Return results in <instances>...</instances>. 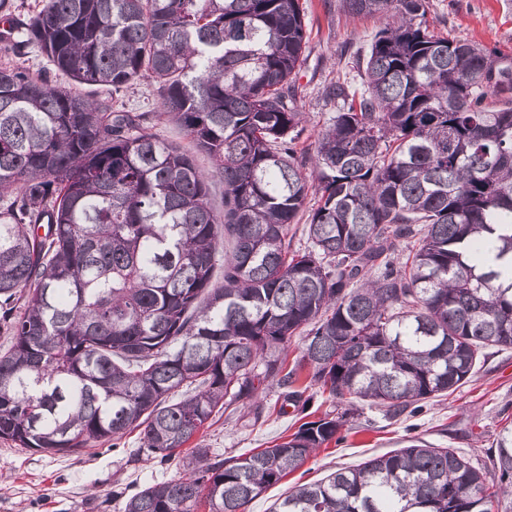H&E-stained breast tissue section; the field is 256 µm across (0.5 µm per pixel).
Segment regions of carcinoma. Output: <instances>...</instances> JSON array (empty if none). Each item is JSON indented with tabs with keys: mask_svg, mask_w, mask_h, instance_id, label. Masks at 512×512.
Listing matches in <instances>:
<instances>
[{
	"mask_svg": "<svg viewBox=\"0 0 512 512\" xmlns=\"http://www.w3.org/2000/svg\"><path fill=\"white\" fill-rule=\"evenodd\" d=\"M341 2L385 24L361 87H330L342 108L308 173L299 0H46L7 20L5 56L31 46L115 93L152 80L159 116L212 169L159 139L148 112L0 69L1 440L56 455L139 427L170 459L265 383L304 407L318 385L396 417L512 346V73L430 32L427 0ZM311 193L308 246L290 252ZM181 387L192 394L172 400ZM339 427L326 415L227 459L196 448L184 476L123 512H245ZM496 448L494 492L453 449L420 443L295 486L269 512H492L512 493V424Z\"/></svg>",
	"mask_w": 512,
	"mask_h": 512,
	"instance_id": "cac0c4a2",
	"label": "carcinoma"
}]
</instances>
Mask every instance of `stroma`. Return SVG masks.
I'll return each mask as SVG.
<instances>
[{
  "label": "stroma",
  "mask_w": 512,
  "mask_h": 512,
  "mask_svg": "<svg viewBox=\"0 0 512 512\" xmlns=\"http://www.w3.org/2000/svg\"><path fill=\"white\" fill-rule=\"evenodd\" d=\"M306 13L307 45L293 84L304 143L334 116L341 103L328 95L336 80L360 86L356 61L366 60L379 27L374 18L348 14L340 0H301ZM431 29L471 41L494 54V66L512 70V0H428ZM82 93L111 101L130 112L156 111L159 92L148 79L119 93L82 86ZM259 407H238L209 422L177 456L161 461L143 449L138 431L119 445L103 442L72 453L47 455L0 440V512H123L126 497L157 482L183 476L182 459L206 448L226 458L280 442L302 423L338 409L328 394L314 390L307 410L284 404L278 387L259 394ZM512 422V347L491 350L470 378L454 392L434 397L420 410L387 418L357 402L331 442L318 448L297 470L249 504L246 512H268L289 488L316 482L336 469L396 451L419 440L435 448H453L498 482L493 465L496 440Z\"/></svg>",
  "instance_id": "35a3bbf8"
}]
</instances>
